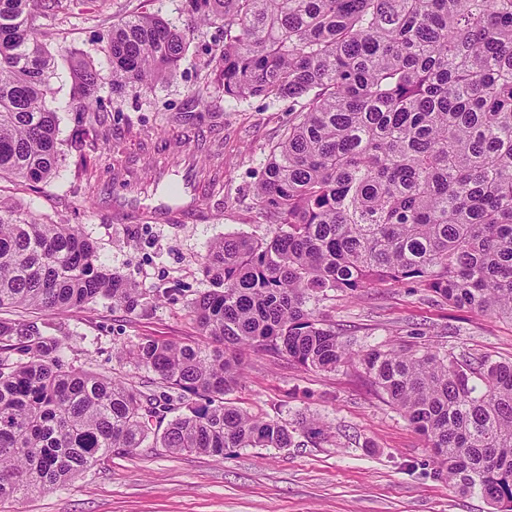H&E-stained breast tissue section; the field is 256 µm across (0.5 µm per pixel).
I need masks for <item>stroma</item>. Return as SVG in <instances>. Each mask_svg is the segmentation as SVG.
Wrapping results in <instances>:
<instances>
[{
  "label": "stroma",
  "instance_id": "obj_1",
  "mask_svg": "<svg viewBox=\"0 0 512 512\" xmlns=\"http://www.w3.org/2000/svg\"><path fill=\"white\" fill-rule=\"evenodd\" d=\"M142 11L184 32L187 51L161 83L121 92L108 82L100 86L97 97L109 119L87 160L102 171L134 169V189L149 182L156 167L186 153L197 166L223 171L222 190L200 199L185 223H116L105 199L87 201L77 170L72 60L107 70L112 23ZM42 24L56 55L51 105L62 162L35 190L1 181L0 197L34 217L78 225L97 245L100 263L159 293L139 316L101 299L53 317L67 365L148 385L154 372L118 353L145 337L199 340L187 308L210 283L198 259L224 235L267 233L257 186L288 122V104L225 96L215 68L224 24L194 20L183 0H70L68 10L47 15ZM316 314L356 351L437 348L512 361V321L448 305L419 288L378 284L357 298L321 301ZM242 357L243 383L226 401L295 428L290 447L174 455L149 439L132 453H112L63 487L1 501L0 512H491L480 495L461 494L437 476L426 438L371 386L361 366L317 371L259 348L245 349ZM300 421L320 428L321 441L297 429Z\"/></svg>",
  "mask_w": 512,
  "mask_h": 512
}]
</instances>
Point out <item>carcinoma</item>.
Here are the masks:
<instances>
[{"mask_svg": "<svg viewBox=\"0 0 512 512\" xmlns=\"http://www.w3.org/2000/svg\"><path fill=\"white\" fill-rule=\"evenodd\" d=\"M63 0H0V179L37 185L61 159L50 107L54 59L39 18ZM224 22V95L299 103L271 147L257 196L269 232L214 241L213 289L188 306L213 342L143 339L128 362L162 392L66 366L53 325L0 319V501L42 493L161 429L172 454L288 448L296 428L228 405L241 349L334 370L359 360L427 439L438 474L512 512V361L438 350L351 352L310 301L381 282L426 288L512 321V0H185ZM187 48L151 15L112 26V88L168 78ZM76 134L105 76L77 61ZM100 298L127 314L157 295L98 263L73 224L0 198V309L53 315ZM192 397L171 420L172 403Z\"/></svg>", "mask_w": 512, "mask_h": 512, "instance_id": "carcinoma-1", "label": "carcinoma"}]
</instances>
